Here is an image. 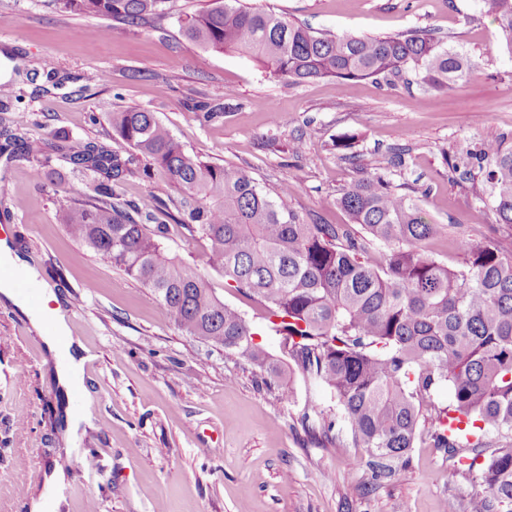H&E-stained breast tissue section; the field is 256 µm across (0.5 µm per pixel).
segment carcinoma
I'll use <instances>...</instances> for the list:
<instances>
[{
	"label": "carcinoma",
	"mask_w": 512,
	"mask_h": 512,
	"mask_svg": "<svg viewBox=\"0 0 512 512\" xmlns=\"http://www.w3.org/2000/svg\"><path fill=\"white\" fill-rule=\"evenodd\" d=\"M65 10L138 26L165 14L167 0H53ZM497 24L512 56V0H479ZM184 35L207 50L237 51L275 78L342 84L413 72L425 86L452 95L473 72L467 58L426 31L357 37L293 23L271 10L227 0L183 19ZM115 134L162 169L186 197L180 224L208 243L205 265L224 284L258 302L268 331L296 366L336 400V416L316 406L300 423L316 442L347 432L366 449L371 479L394 462L408 461L423 410L434 413L432 445L456 459L460 449L481 455L483 438L501 447L483 463H470L483 488L471 512H512V256L491 242L459 240L464 256L449 265L425 255L419 243L438 235L412 198L396 192L388 176L367 173L338 198L350 224H306L288 207V186L270 194L248 172L201 161L187 153L154 113H112ZM48 143L32 139L24 155L49 162ZM72 172L98 174L90 191L70 201L61 220L72 238L103 262L141 282L179 329L244 359L282 388L280 371L258 332L239 309L222 301L195 269L161 247L164 221H137L119 201L126 162L101 144L62 137L54 146ZM477 160L489 162L493 209L512 225V147L487 142ZM388 248L376 262L371 244ZM448 388V405L432 401Z\"/></svg>",
	"instance_id": "1"
}]
</instances>
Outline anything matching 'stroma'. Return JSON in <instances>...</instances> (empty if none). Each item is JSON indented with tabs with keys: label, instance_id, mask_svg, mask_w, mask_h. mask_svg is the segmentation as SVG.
Instances as JSON below:
<instances>
[{
	"label": "stroma",
	"instance_id": "1",
	"mask_svg": "<svg viewBox=\"0 0 512 512\" xmlns=\"http://www.w3.org/2000/svg\"><path fill=\"white\" fill-rule=\"evenodd\" d=\"M321 30L385 36L436 32L466 54L474 75L455 95L417 83L363 79L294 83L269 76L235 53L202 49L180 27L208 0H169L160 21L140 27L60 10L48 0H0V82L14 100L0 106V128L16 142L0 153V225L30 256L40 279L65 298L71 332L86 349L90 417L82 448L100 467L71 469L58 512H441L454 499L470 512L478 486L420 431L408 464L371 481L348 434L312 441L299 418L309 404L336 412L331 394L292 366L280 339L264 343L286 366L289 399L266 388L245 360L183 334L147 288L102 262L68 233L60 211L86 176L60 157L36 167L20 152L32 137L59 135L109 147L130 160L121 202L159 214L181 189L161 171L143 178L144 157L112 131L111 115L154 112L185 150L203 161L248 171L261 186L288 183L289 207L309 224H346L338 199L349 182L384 168L400 193L418 201L441 234L422 249L454 265L456 242L489 240L512 255V226L498 223L481 170L462 178L454 160L489 141L512 144V56L478 0H243ZM106 29L101 39L83 38ZM220 104L201 122L189 100ZM305 149L293 150L295 141ZM352 143L350 152L338 147ZM166 246L209 280L218 297L263 326L261 306L203 263L205 242L168 221ZM44 351L26 316L0 307V512H29L44 474L65 453L67 399L43 365ZM358 465H350V458Z\"/></svg>",
	"mask_w": 512,
	"mask_h": 512
}]
</instances>
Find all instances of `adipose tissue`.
Wrapping results in <instances>:
<instances>
[{"label":"adipose tissue","instance_id":"ef3b65f1","mask_svg":"<svg viewBox=\"0 0 512 512\" xmlns=\"http://www.w3.org/2000/svg\"><path fill=\"white\" fill-rule=\"evenodd\" d=\"M45 308L35 310L18 291L13 279H0V302L12 305L24 313L32 327L40 333L44 348V363L65 396L86 392L84 366L87 361L83 345L72 338L63 306L66 302L53 286L42 285Z\"/></svg>","mask_w":512,"mask_h":512}]
</instances>
